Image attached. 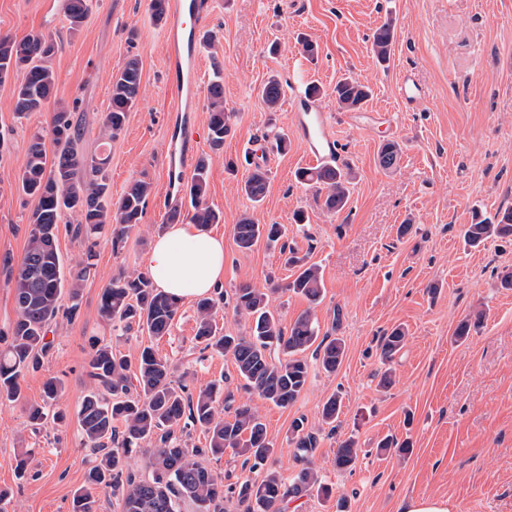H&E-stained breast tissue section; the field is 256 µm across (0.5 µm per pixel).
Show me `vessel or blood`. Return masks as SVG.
Instances as JSON below:
<instances>
[{
    "instance_id": "vessel-or-blood-1",
    "label": "vessel or blood",
    "mask_w": 512,
    "mask_h": 512,
    "mask_svg": "<svg viewBox=\"0 0 512 512\" xmlns=\"http://www.w3.org/2000/svg\"><path fill=\"white\" fill-rule=\"evenodd\" d=\"M213 12L212 0H168L163 24L166 52L165 84L173 105L165 125L166 196L168 210H183L182 185L196 167L203 132L196 103L203 87L200 44ZM399 98L405 104L423 100L425 87L411 74L398 80ZM292 127L305 150L309 166H329L340 153L332 115L301 88L289 95Z\"/></svg>"
}]
</instances>
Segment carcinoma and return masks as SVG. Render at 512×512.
Returning a JSON list of instances; mask_svg holds the SVG:
<instances>
[{
    "instance_id": "obj_1",
    "label": "carcinoma",
    "mask_w": 512,
    "mask_h": 512,
    "mask_svg": "<svg viewBox=\"0 0 512 512\" xmlns=\"http://www.w3.org/2000/svg\"><path fill=\"white\" fill-rule=\"evenodd\" d=\"M92 0H66L69 29L78 31L91 9ZM394 32L385 23L373 34L372 52L377 62L390 60ZM56 40L51 34L23 39L0 36V72L22 70L24 77L15 91L14 110L19 114L40 112L54 93L55 74L50 60L55 54ZM141 67L136 57L129 58L112 77L110 108L104 119L103 136L109 140L123 130L128 112L140 93ZM339 108L360 109L370 96V88L345 77L335 87ZM210 111L208 136L211 146H224L229 132L224 110V85L215 80L208 87ZM268 108L276 110L282 87L275 77L262 89ZM77 104L57 106L51 117V132L57 145L52 158H47L41 136L31 139L20 176L23 193L37 199L27 231V246L14 278V301L17 319L9 333L0 336L5 347L0 350V402H13L20 395V378L29 370H37L50 350L47 340L49 326L61 310L64 290L62 262L58 250V224L65 214L79 215L75 236L88 243L91 257L99 234L109 231L112 244L120 243L128 229L142 221L149 184L132 182L116 204L107 202L109 185L105 165L108 158L85 154L81 147L82 133L75 120ZM400 147L395 141L380 145L378 161L382 168L394 167ZM207 162L197 164L190 182L186 183L193 213L190 223L202 228L218 224L221 216L204 203L207 188ZM297 178L327 190L324 206L340 212L350 199L353 175L350 169L326 167L299 170ZM254 203L261 202L267 190V172L256 166L241 187ZM282 236L278 224H259L244 216L234 227V239L243 252H248L264 238L277 242ZM512 236V209L468 225L465 237L478 246L491 237ZM288 265L299 267L287 288L315 303L321 297L322 275L319 267L289 256ZM87 273L81 268L71 277L72 305L65 317L72 320L79 308V282ZM219 301L211 297L197 300L195 339L203 349H211L232 358L245 385L273 403L286 408L304 390L309 377V364L304 353L311 349L321 368L334 373L345 356L341 336H319V326L308 312L299 316L287 329L271 308L269 290L244 285L236 290L234 310L247 318V331L241 336L218 335L215 323ZM181 303L153 287L149 275L134 271L122 273L103 289L98 314L105 322L119 319L126 329L137 327L151 336L167 334ZM406 330L400 326L381 338V352L391 359L406 345ZM169 360L151 347L142 348L133 359L117 352L101 341L91 343L85 390L78 409V422L86 445L96 453L95 464L88 470L84 484L75 490L71 512H99L100 496L108 492L120 501L122 512H177L176 501L187 497L199 512H228L224 503L232 501L245 507L244 512H279V504L302 493H316L325 498L331 488L312 467L311 456L317 438L305 430V419L293 421L292 442L296 457L303 467L290 480L267 467L273 442L256 408L239 404L231 419L224 418L218 405L221 388L211 384L195 392L185 384L174 385ZM60 383L50 378L44 386L41 405L28 408L29 425L37 430L47 424L48 417L63 419V414H49L48 406L59 395ZM342 409V398L330 396L323 405L321 418L327 425L336 423ZM201 427L208 437V448H189L174 436L177 430ZM232 449L243 464L252 470L264 471L261 481L242 480L224 483V475L202 466L197 457L203 452L221 456ZM140 452L151 469L147 479H136L127 469L128 455ZM357 449L345 441L336 450L335 465L339 470L354 467Z\"/></svg>"
}]
</instances>
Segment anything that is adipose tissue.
I'll return each instance as SVG.
<instances>
[{
    "instance_id": "obj_1",
    "label": "adipose tissue",
    "mask_w": 512,
    "mask_h": 512,
    "mask_svg": "<svg viewBox=\"0 0 512 512\" xmlns=\"http://www.w3.org/2000/svg\"><path fill=\"white\" fill-rule=\"evenodd\" d=\"M145 262L158 290L181 301L207 295L224 281V240L195 224H170Z\"/></svg>"
}]
</instances>
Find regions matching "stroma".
<instances>
[{
    "mask_svg": "<svg viewBox=\"0 0 512 512\" xmlns=\"http://www.w3.org/2000/svg\"><path fill=\"white\" fill-rule=\"evenodd\" d=\"M44 0H0V36L21 39L53 34L51 61L55 96L77 101L76 118L85 154L108 158L112 197L133 181L151 186L141 224L120 246L101 238L94 260L66 214L58 231L63 274L83 265L74 320L50 327L53 346L43 367L26 373L21 397L0 403V488L12 491L0 512H69L74 491L95 462L77 421L88 385L85 367L90 337L111 340L114 349L136 356L152 346L173 365V378L193 387L222 382L234 403H250L262 416L274 451L268 461L284 478L302 467L291 441V423L304 419L317 437L312 461L334 496L305 493L286 502L284 512H401L405 498L447 499L451 512H512V288L501 278L512 270V239L491 238L473 248L464 231L473 216L494 218L512 209V0H213L204 47L203 80L221 77L229 133L220 149L202 142L209 159L205 203L222 215L208 230L224 238L226 299L217 313L222 332L236 335L244 319L231 304L236 288L270 289L283 326L312 311L321 333L338 330L346 356L336 373L311 362L307 385L288 408L277 407L246 388L231 358L200 352L194 339L196 303H182L169 334L155 337L124 330L98 315L103 288L121 273L144 270V257L165 221L164 122L171 98L164 82L162 28L142 0H97L82 28L69 32L66 18L42 7ZM394 29L390 61L379 65L372 36L383 23ZM317 44L307 59L298 35ZM142 69L141 91L123 131L105 140L112 77L129 57ZM301 63L305 83H318L320 103L337 119L344 166L356 179L347 208L327 211L315 190L299 183L302 148L291 135V109L280 102L269 111L261 89L270 75L283 87ZM411 72L428 90L406 106L395 94L399 72ZM351 75L372 94L361 109L338 108L336 81ZM16 80L0 83V332L17 317L13 286L27 245L37 201L22 193L18 177L30 138L48 134L51 111L27 115L14 110ZM274 131L287 137L268 168L261 203L241 184L254 163L242 158L241 142ZM393 140L401 151L393 169L380 167L378 149ZM304 212L295 223V212ZM281 224L284 241L322 272V295L312 304L287 290L297 275L284 266L278 248L258 243L240 251L234 226L243 216ZM341 327H334V318ZM480 326L462 342L453 334L461 321ZM408 331L405 347L383 362L379 344L393 327ZM392 384L380 388L385 370ZM61 381L57 407L62 422L31 431L27 409L44 399L48 379ZM343 397L335 426L321 421L324 402ZM409 442L411 450L384 451V437ZM353 440V469L334 464L339 444ZM30 475L18 479L19 457Z\"/></svg>",
    "mask_w": 512,
    "mask_h": 512,
    "instance_id": "35a3bbf8",
    "label": "stroma"
}]
</instances>
